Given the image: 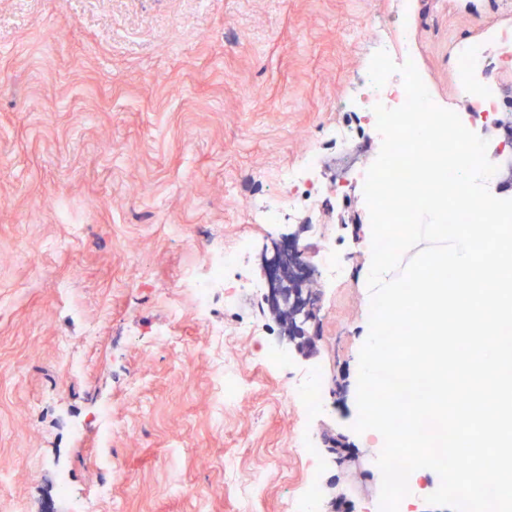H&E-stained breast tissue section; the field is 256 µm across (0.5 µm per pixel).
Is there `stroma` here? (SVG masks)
Returning a JSON list of instances; mask_svg holds the SVG:
<instances>
[{"mask_svg": "<svg viewBox=\"0 0 512 512\" xmlns=\"http://www.w3.org/2000/svg\"><path fill=\"white\" fill-rule=\"evenodd\" d=\"M368 14L402 31L436 98L456 103L452 46L512 23V0H0V512H238L256 474L253 512H289L310 486L319 512L341 495L362 512L379 494L380 449L352 429L370 314L364 198L331 192L296 216L335 236L345 279L321 291L309 356L247 363L245 410L216 403L211 329L253 320L257 335L224 343L244 356L280 342L279 323L245 300L199 321L173 283L241 237L240 269L260 279L264 242L242 205L308 144L334 159L329 128L378 155L349 108ZM315 366L326 413L313 424L280 375ZM309 425L344 434L354 462L309 467L289 446Z\"/></svg>", "mask_w": 512, "mask_h": 512, "instance_id": "obj_1", "label": "stroma"}]
</instances>
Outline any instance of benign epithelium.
Listing matches in <instances>:
<instances>
[{
    "label": "benign epithelium",
    "mask_w": 512,
    "mask_h": 512,
    "mask_svg": "<svg viewBox=\"0 0 512 512\" xmlns=\"http://www.w3.org/2000/svg\"><path fill=\"white\" fill-rule=\"evenodd\" d=\"M304 225H298L288 243L273 241L276 255L265 259L270 269L268 304L282 313L286 344L300 350V343L313 346L316 335L318 293L314 281L306 275L310 245L300 240Z\"/></svg>",
    "instance_id": "7a95c632"
}]
</instances>
